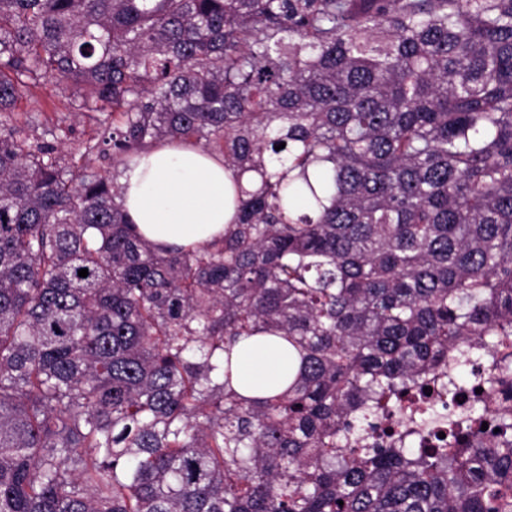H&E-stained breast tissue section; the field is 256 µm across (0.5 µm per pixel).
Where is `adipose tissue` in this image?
I'll return each mask as SVG.
<instances>
[{
    "mask_svg": "<svg viewBox=\"0 0 512 512\" xmlns=\"http://www.w3.org/2000/svg\"><path fill=\"white\" fill-rule=\"evenodd\" d=\"M124 209L137 234L163 251L198 250L223 238L234 218L233 181L222 156L163 144L141 152L119 177ZM239 378L247 388L288 368L286 352L242 339Z\"/></svg>",
    "mask_w": 512,
    "mask_h": 512,
    "instance_id": "1",
    "label": "adipose tissue"
}]
</instances>
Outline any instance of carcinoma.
<instances>
[{"label": "carcinoma", "mask_w": 512, "mask_h": 512, "mask_svg": "<svg viewBox=\"0 0 512 512\" xmlns=\"http://www.w3.org/2000/svg\"><path fill=\"white\" fill-rule=\"evenodd\" d=\"M44 80L89 154L222 155L224 239L1 120ZM255 335L299 366L246 397ZM481 347L448 438L358 426ZM509 387L512 0H0V512H512Z\"/></svg>", "instance_id": "cac0c4a2"}]
</instances>
